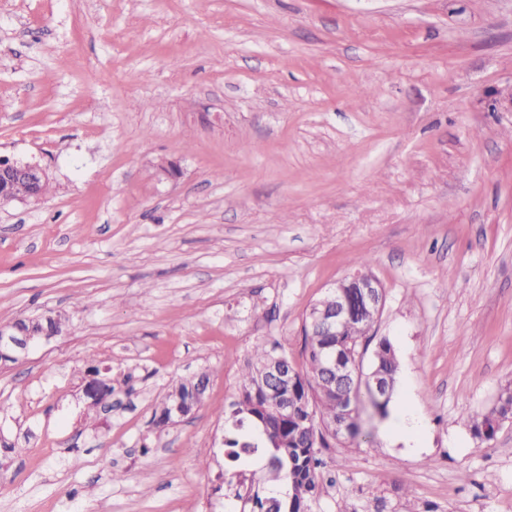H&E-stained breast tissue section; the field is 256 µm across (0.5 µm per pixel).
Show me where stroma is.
I'll return each instance as SVG.
<instances>
[{"label":"stroma","instance_id":"obj_1","mask_svg":"<svg viewBox=\"0 0 512 512\" xmlns=\"http://www.w3.org/2000/svg\"><path fill=\"white\" fill-rule=\"evenodd\" d=\"M0 156L52 184L0 204V324L71 317L0 366V512H241L243 363L301 367L361 271L423 449L371 415L311 512H512V419L468 423L512 388V0H0ZM195 371L203 404L156 428Z\"/></svg>","mask_w":512,"mask_h":512}]
</instances>
